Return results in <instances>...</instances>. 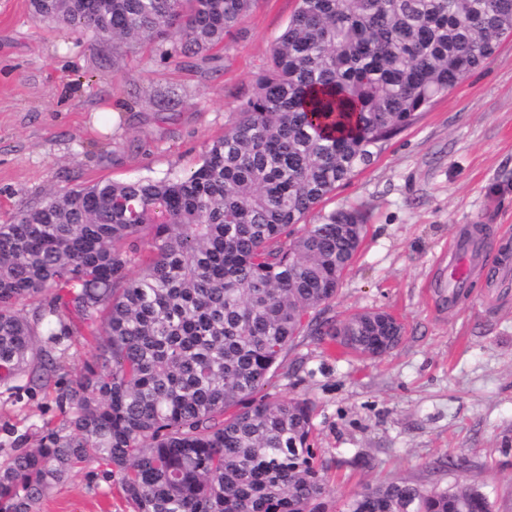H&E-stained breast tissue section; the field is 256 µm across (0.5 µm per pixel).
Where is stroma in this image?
Segmentation results:
<instances>
[{
    "mask_svg": "<svg viewBox=\"0 0 512 512\" xmlns=\"http://www.w3.org/2000/svg\"><path fill=\"white\" fill-rule=\"evenodd\" d=\"M296 0H259L216 59L181 63L136 43L35 20L30 0H0V224L51 191L103 179L162 178L193 168L238 118ZM180 87L158 112L148 98ZM358 208L366 236L325 317L382 309L404 324L381 357L343 353L314 336L289 345L264 394L314 406L313 446L326 469L325 512L364 487L467 480L492 512H512V284L495 277L512 253V36L326 209ZM484 244L467 288L438 282L448 244ZM54 412L25 381L0 394V463L39 445ZM36 512H134L117 478L89 463Z\"/></svg>",
    "mask_w": 512,
    "mask_h": 512,
    "instance_id": "35a3bbf8",
    "label": "stroma"
}]
</instances>
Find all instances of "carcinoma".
Wrapping results in <instances>:
<instances>
[{
	"label": "carcinoma",
	"instance_id": "obj_1",
	"mask_svg": "<svg viewBox=\"0 0 512 512\" xmlns=\"http://www.w3.org/2000/svg\"><path fill=\"white\" fill-rule=\"evenodd\" d=\"M258 0H31L34 17L170 58L224 46ZM512 35V0H297L239 118L198 167L59 190L0 224V388L53 383L59 423L0 466V512H35L75 468L134 512H323L312 404L257 394L288 345L396 349L384 310L324 319L366 234L318 210ZM157 90L159 112L181 103ZM146 242L143 253L140 243ZM31 301V315L16 309ZM94 359L65 372V341ZM347 512H490L467 481L367 486Z\"/></svg>",
	"mask_w": 512,
	"mask_h": 512
}]
</instances>
